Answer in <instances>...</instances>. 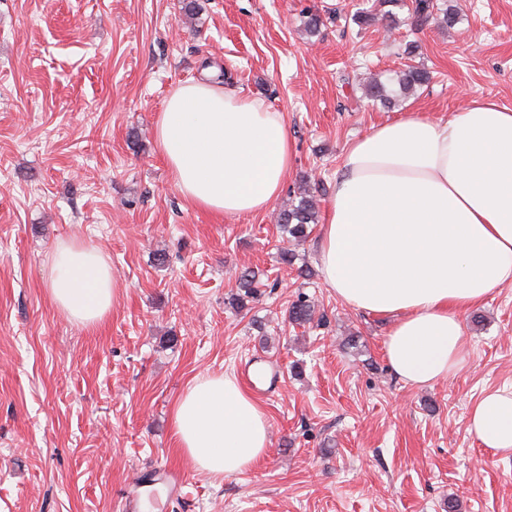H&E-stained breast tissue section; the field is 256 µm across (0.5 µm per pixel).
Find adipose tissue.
I'll return each mask as SVG.
<instances>
[{
    "label": "adipose tissue",
    "instance_id": "ef3b65f1",
    "mask_svg": "<svg viewBox=\"0 0 512 512\" xmlns=\"http://www.w3.org/2000/svg\"><path fill=\"white\" fill-rule=\"evenodd\" d=\"M155 140L181 195L217 215L267 210L292 161L281 113L197 81L168 98ZM316 249L340 300L395 317L385 354L402 381L419 386L460 371L462 313L512 283V110L475 100L448 121L409 114L352 142ZM49 282L55 307L85 326L119 299L105 256L76 240L56 244ZM171 425L176 450L219 481L269 448L259 403L229 374L197 376ZM467 432L512 458V389L473 405Z\"/></svg>",
    "mask_w": 512,
    "mask_h": 512
}]
</instances>
